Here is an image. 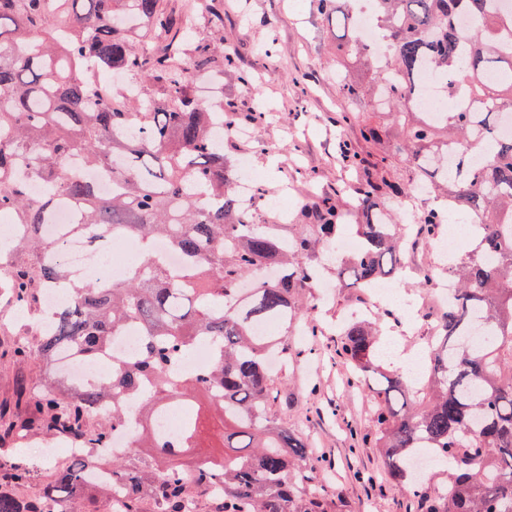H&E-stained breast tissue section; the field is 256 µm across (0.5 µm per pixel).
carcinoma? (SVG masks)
<instances>
[{
	"label": "carcinoma",
	"mask_w": 512,
	"mask_h": 512,
	"mask_svg": "<svg viewBox=\"0 0 512 512\" xmlns=\"http://www.w3.org/2000/svg\"><path fill=\"white\" fill-rule=\"evenodd\" d=\"M353 0H318L327 20L357 29ZM373 35L388 53L393 80L375 90L372 110L401 129L391 153L412 165L418 180L448 195V208L469 212L472 249L448 263L455 300L439 314L441 335L429 350L427 379L417 385L392 371L373 390L379 441L390 475L421 501V512H512V0H368ZM191 13L164 0H0V214L25 225L15 248L28 261L8 271L10 306L29 310L42 291L65 288L71 301L56 307L51 327L31 345L1 344L6 366L53 361L69 349L88 357L107 352L129 326L144 348L135 360L112 362V377L69 393L37 394L15 373L11 396L0 400V446L15 451L37 434L87 449L58 467L27 497L33 477L22 456L0 469V512H50L48 504L72 494L82 474L101 464L119 497L116 512H188L190 501L216 498L221 512H327L328 488L319 461L302 437L273 419L269 357L292 356L288 335L302 320L306 288L317 258L336 261V278L355 288L402 272L395 225L376 212L378 182L344 186L308 209L310 224H259L238 195V171L224 157L246 123L224 111L219 74L242 83L252 77L232 54L192 39ZM467 18L466 30L457 27ZM151 28L162 44L137 52L133 34ZM120 74L130 91L99 97L86 78ZM216 75L212 102L187 94L192 72ZM437 75L445 112L416 105L419 73ZM339 90L364 98L370 88L337 68ZM145 81L164 97L141 93ZM342 164L356 171L384 170L350 144L338 145ZM25 169L45 192L33 197ZM112 183L103 194L87 171ZM362 223L360 248L336 255L344 200ZM63 203L80 212L79 230L91 239L137 241L141 253L124 280L110 288L75 276L66 244L44 226ZM444 213L426 209L415 233L433 236ZM165 239L182 263L154 261ZM377 323L352 322L339 353L358 376L381 367ZM202 340H213V360L196 376L175 379L170 367ZM414 392L416 398L407 397ZM138 399L133 444L153 455L103 459L126 415L121 402ZM112 401V414L99 405ZM181 416L178 435L157 431L156 417ZM220 436L217 458L183 457ZM436 450L452 467L451 494L424 489L410 460Z\"/></svg>",
	"instance_id": "carcinoma-1"
}]
</instances>
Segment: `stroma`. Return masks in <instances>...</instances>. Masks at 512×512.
Masks as SVG:
<instances>
[{
  "label": "stroma",
  "instance_id": "stroma-1",
  "mask_svg": "<svg viewBox=\"0 0 512 512\" xmlns=\"http://www.w3.org/2000/svg\"><path fill=\"white\" fill-rule=\"evenodd\" d=\"M270 41L275 54L268 58L262 48ZM342 42L335 25L318 11L317 0H247L243 15L233 7L224 9V49L253 77L249 85L225 78L224 101L237 112L268 114L251 125L249 137L225 144L224 152L233 162L246 159L269 192L286 195L292 224L302 223L301 212L312 195L334 194L339 184L354 178V171L338 159L339 141L378 154L400 136L369 100L340 93L336 47ZM347 112L369 114L380 142L365 141L359 124H340L339 116ZM401 251L407 273L399 294L414 312L405 320L393 318L391 303L383 300L374 302L372 314L379 319V343H393L407 360H423L438 331L436 317L424 304L428 289L421 272L438 254L427 239L402 241ZM318 278L332 284L326 300H308L319 333L290 337L298 355L277 373L273 412L306 438L330 475V494L340 498L345 512H410L408 494L392 480L382 450L372 442L377 427L370 392L356 383L336 353L346 311L362 296L337 282L334 268L321 267Z\"/></svg>",
  "mask_w": 512,
  "mask_h": 512
}]
</instances>
